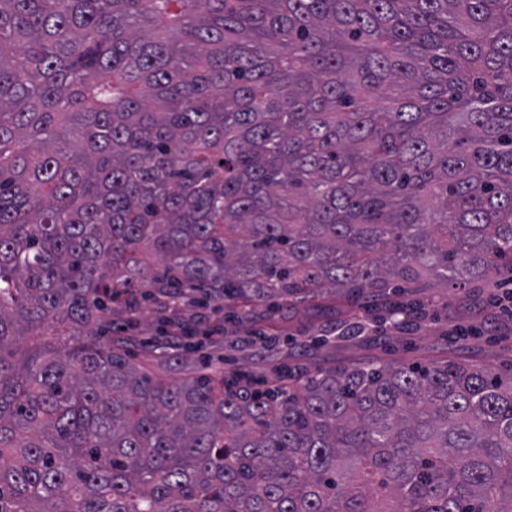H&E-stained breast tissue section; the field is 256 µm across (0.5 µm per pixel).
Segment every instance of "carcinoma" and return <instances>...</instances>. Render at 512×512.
Segmentation results:
<instances>
[{"label":"carcinoma","instance_id":"1","mask_svg":"<svg viewBox=\"0 0 512 512\" xmlns=\"http://www.w3.org/2000/svg\"><path fill=\"white\" fill-rule=\"evenodd\" d=\"M512 277V0H0V512H512V379H162L119 302Z\"/></svg>","mask_w":512,"mask_h":512}]
</instances>
